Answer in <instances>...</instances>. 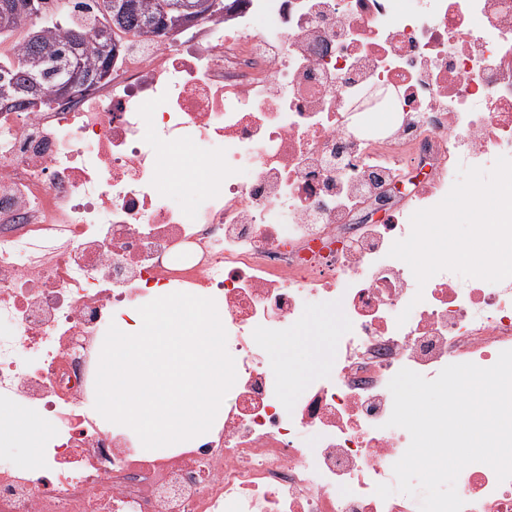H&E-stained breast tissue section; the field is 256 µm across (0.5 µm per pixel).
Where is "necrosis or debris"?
Returning a JSON list of instances; mask_svg holds the SVG:
<instances>
[{
	"label": "necrosis or debris",
	"mask_w": 512,
	"mask_h": 512,
	"mask_svg": "<svg viewBox=\"0 0 512 512\" xmlns=\"http://www.w3.org/2000/svg\"><path fill=\"white\" fill-rule=\"evenodd\" d=\"M500 156L512 0H226L125 38L75 105L0 112V396L45 424L40 466L0 453V512H419L375 492L410 444L389 382L512 350V278L418 286L389 255L409 220L354 216L406 165L428 167L430 208ZM163 292L223 308L237 379L208 432L157 451L84 408L99 337ZM321 309L332 351L289 390L268 348ZM456 489L463 512H512L486 464Z\"/></svg>",
	"instance_id": "4bbe7bcc"
}]
</instances>
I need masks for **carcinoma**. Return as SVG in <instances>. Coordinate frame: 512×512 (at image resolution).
I'll list each match as a JSON object with an SVG mask.
<instances>
[{
	"label": "carcinoma",
	"instance_id": "1",
	"mask_svg": "<svg viewBox=\"0 0 512 512\" xmlns=\"http://www.w3.org/2000/svg\"><path fill=\"white\" fill-rule=\"evenodd\" d=\"M67 2L35 0L39 16L19 14L9 24H0V38L29 25L18 61L0 57V94L12 101L11 109L31 104L28 86L33 77H44L47 88L56 81L47 71L51 65L64 70L79 67L94 81L105 65L99 48L101 29H110L115 44L123 34L156 35L166 27L165 21L180 15L176 6L182 0H75L70 6Z\"/></svg>",
	"mask_w": 512,
	"mask_h": 512
}]
</instances>
